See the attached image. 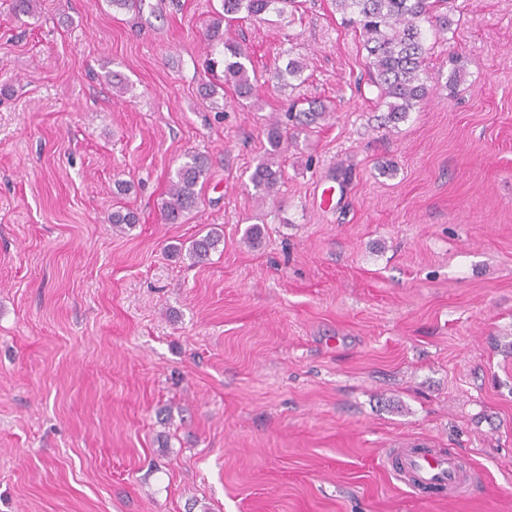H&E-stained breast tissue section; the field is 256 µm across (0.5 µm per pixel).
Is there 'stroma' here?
<instances>
[{"instance_id":"obj_1","label":"stroma","mask_w":512,"mask_h":512,"mask_svg":"<svg viewBox=\"0 0 512 512\" xmlns=\"http://www.w3.org/2000/svg\"><path fill=\"white\" fill-rule=\"evenodd\" d=\"M221 8L0 0V512H512V0H450L401 119L332 0L232 23L260 76L239 104L205 68ZM293 98L328 114L265 197ZM190 154L201 200L171 224ZM213 228L209 260L171 254ZM414 438L469 497L390 473ZM188 158L189 161L178 169L175 180L171 182L169 199L162 203L164 219L172 224L178 223L185 213L198 207L200 198L196 187L208 172L203 156L190 155ZM281 179V170L273 169V163L269 160L260 163L251 176L255 188H261L267 194L274 192Z\"/></svg>"}]
</instances>
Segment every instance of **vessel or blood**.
Here are the masks:
<instances>
[{
  "label": "vessel or blood",
  "instance_id": "b4317fda",
  "mask_svg": "<svg viewBox=\"0 0 512 512\" xmlns=\"http://www.w3.org/2000/svg\"><path fill=\"white\" fill-rule=\"evenodd\" d=\"M389 469L412 490L436 488L448 496H468L467 479L452 453L431 452L424 441L395 443L389 455Z\"/></svg>",
  "mask_w": 512,
  "mask_h": 512
}]
</instances>
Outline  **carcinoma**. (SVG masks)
<instances>
[{"instance_id":"obj_1","label":"carcinoma","mask_w":512,"mask_h":512,"mask_svg":"<svg viewBox=\"0 0 512 512\" xmlns=\"http://www.w3.org/2000/svg\"><path fill=\"white\" fill-rule=\"evenodd\" d=\"M345 24L358 29L367 51L371 83L377 87V100L394 116L405 115L420 105L429 94L425 78V61L429 48L423 24L445 32L452 24L448 17V0H332ZM298 0H223L224 14L208 27V40L224 48V82L232 85L236 96L250 100L256 96L257 74L250 73V56L239 43L224 39L222 24L237 20L244 13L248 18L260 19L269 13L282 16L293 13ZM326 108L311 102L296 110V103L288 106L286 115L303 125H310L325 116ZM288 131L275 122L267 129L270 149L267 155L280 153ZM208 172L205 158L189 156L176 172L168 192L169 199L162 203L164 219L178 223L185 213L198 207L196 187ZM281 179V170L273 169L269 160L260 163L251 176L254 187L266 193L274 191ZM221 234L211 231L195 240L187 249L193 264L208 259L218 249Z\"/></svg>"}]
</instances>
